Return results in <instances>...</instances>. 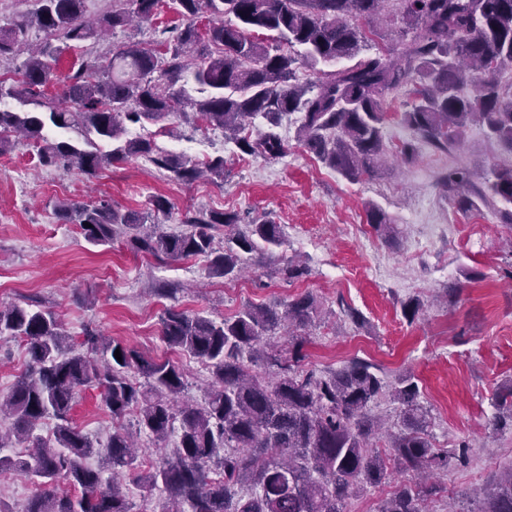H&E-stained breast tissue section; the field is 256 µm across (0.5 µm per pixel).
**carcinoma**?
<instances>
[{
    "label": "carcinoma",
    "instance_id": "obj_1",
    "mask_svg": "<svg viewBox=\"0 0 512 512\" xmlns=\"http://www.w3.org/2000/svg\"><path fill=\"white\" fill-rule=\"evenodd\" d=\"M29 2L32 8L0 26V61L20 55L28 29L43 37L0 77V98L46 111L0 110V154L19 135L38 147L42 165L75 167L88 178L114 162L142 157L185 184L205 175L222 180L224 157L199 164L166 154L150 140L123 139L126 124L173 121L190 106L196 119L224 130L240 153L278 159L287 146L273 128L282 116L298 112L299 145L343 178L358 181L380 169L387 152L383 102L403 91L411 103L401 120L425 143L446 151L475 123L512 156V81L501 78L512 65V0H397L400 22L416 34L398 51L383 48L369 57L360 56L376 34L369 24L392 0H166L179 25L162 29L163 37L152 44L129 41L105 56L84 44L151 20L161 0H116L96 23L85 20L84 0ZM205 13L210 19L202 27L198 20ZM78 49L69 72H58L63 55ZM341 60L352 65L320 68ZM299 64L315 80L294 82ZM189 72L203 93L200 100L186 88ZM50 85L63 87L62 98H46ZM258 117L268 131L253 132ZM47 126L78 131L83 145L47 136ZM98 139L116 145L105 151ZM439 183L456 192L461 209L476 207L467 168L449 169ZM479 200L512 206V160L493 169ZM57 211L77 222L91 244L121 236L155 257L203 255L215 277H233L252 256L282 244L273 221L243 226L231 211L199 213L185 220L190 230L182 233L145 232L144 216L105 202ZM367 219L377 233H392L391 219L377 206L368 208ZM219 228L220 251L212 234ZM277 273L291 282L307 269L290 260ZM319 314L310 294L245 306L221 319L166 309L162 340L210 373L202 402L181 403L182 367L149 361L131 347L90 334L88 350L107 355L99 362L75 351L54 310L0 307V339L25 342L29 357L26 372L8 394H0V414L12 419L10 432L0 433V449H31L16 465L40 479L41 490L25 512H132L122 490L126 477L148 488L162 486L175 505L171 512H345L355 488L387 479V458L372 443L378 432L372 409L386 394L399 408L390 448L401 469L430 476L453 459L465 460L434 446L414 375L399 377L391 387L375 365L361 359L319 375L300 369L303 337L297 331L312 326ZM281 330L289 336L286 357L271 344ZM134 370L145 383L132 380ZM93 384L103 387L112 418L135 409L139 430L155 439L178 433L173 456L141 469L135 445L121 428L112 431L105 448L95 447L69 419L79 391ZM495 406L493 429L512 428L511 386L495 396ZM47 418L56 423L45 437L36 430ZM92 455L112 468L111 483L86 464ZM60 480L79 487L80 499L58 494ZM439 491L433 481L401 486L378 512H425L426 498ZM481 495L478 512H512V468Z\"/></svg>",
    "mask_w": 512,
    "mask_h": 512
}]
</instances>
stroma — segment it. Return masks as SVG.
<instances>
[{"label":"stroma","instance_id":"stroma-1","mask_svg":"<svg viewBox=\"0 0 512 512\" xmlns=\"http://www.w3.org/2000/svg\"><path fill=\"white\" fill-rule=\"evenodd\" d=\"M177 22L162 7L137 30L107 32L93 49L102 55L132 37L150 42ZM408 101L403 94L385 99L389 159L375 176L356 182L296 142V113L283 116L277 128L288 152L276 160L240 156L219 129L197 131L184 122L170 136L157 123L128 126L127 138L151 139L166 153L174 149L198 161L223 157V179L192 184L140 157L112 164L89 181L72 168L41 166L33 146L14 143L0 154V306L48 307L75 342L90 331L145 358L171 361L184 368L188 394L197 398L209 371L162 341L165 308L218 319L246 304L312 294L321 314L306 331L302 368L323 372L360 358L389 383L415 375L435 446L467 447L466 462L441 474L442 491L427 500L426 510L473 512L476 492L512 467V434L490 426L496 393L512 383V250L506 245L512 225L493 208L460 209L438 178L465 166L474 184L484 185L505 155L473 125L460 147L444 152L423 143L413 164L402 163L399 149L415 138L400 117ZM152 195L172 205L170 214L153 217L166 231H184L186 217L195 212L228 210L244 224L274 221L283 243L262 262H250L240 277L212 278L200 256L158 260L123 239L92 245L54 210L63 200L104 199L143 212ZM371 205L393 219L395 236L378 235L368 224ZM288 258L306 265L308 275L283 281L277 269ZM164 284L174 288V298L157 295ZM452 285L460 289L453 300L446 295ZM412 298L421 307L410 321L402 305ZM353 310L362 322L352 321ZM70 419L97 446L106 444L115 426L95 387L79 393ZM414 481V472L391 470L381 486L353 492L345 512H375L388 492ZM39 489L37 478L0 468V500L11 512H23Z\"/></svg>","mask_w":512,"mask_h":512}]
</instances>
